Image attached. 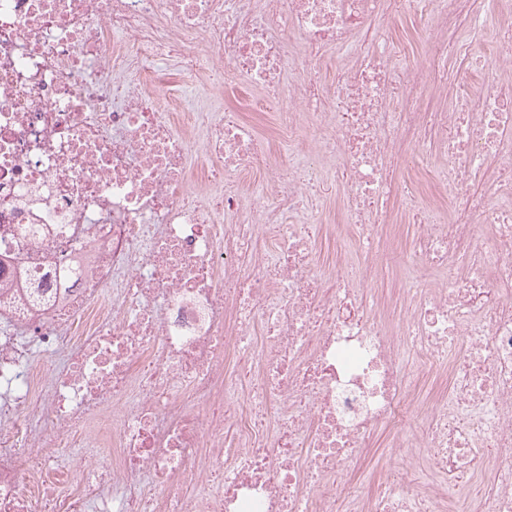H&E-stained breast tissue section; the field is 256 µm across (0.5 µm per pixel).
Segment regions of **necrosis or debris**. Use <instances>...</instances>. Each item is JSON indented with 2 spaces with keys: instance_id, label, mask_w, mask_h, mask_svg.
Segmentation results:
<instances>
[{
  "instance_id": "1",
  "label": "necrosis or debris",
  "mask_w": 512,
  "mask_h": 512,
  "mask_svg": "<svg viewBox=\"0 0 512 512\" xmlns=\"http://www.w3.org/2000/svg\"><path fill=\"white\" fill-rule=\"evenodd\" d=\"M401 4L0 0V512H512V80L395 104L371 21ZM467 4L417 0L406 98L512 26ZM329 49L357 62L316 81ZM227 85L275 138L182 97ZM409 153L430 187L391 177ZM338 183L362 259L325 265ZM397 209L409 271L369 302Z\"/></svg>"
}]
</instances>
